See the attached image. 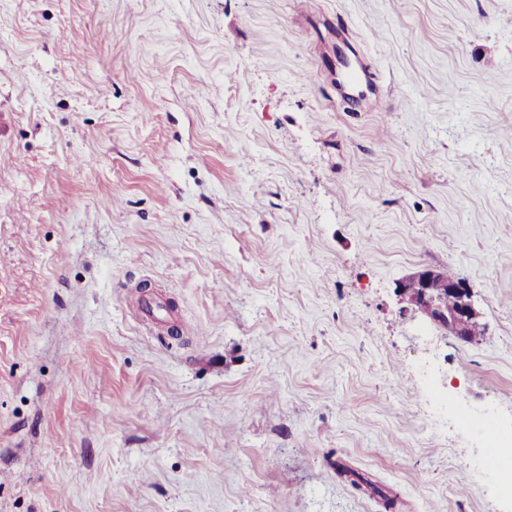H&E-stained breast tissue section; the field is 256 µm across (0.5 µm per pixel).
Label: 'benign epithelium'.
I'll return each mask as SVG.
<instances>
[{
  "mask_svg": "<svg viewBox=\"0 0 512 512\" xmlns=\"http://www.w3.org/2000/svg\"><path fill=\"white\" fill-rule=\"evenodd\" d=\"M397 294L430 323L463 342L470 343L483 333L472 288L463 279L450 281L442 270L422 268L398 283Z\"/></svg>",
  "mask_w": 512,
  "mask_h": 512,
  "instance_id": "7a95c632",
  "label": "benign epithelium"
}]
</instances>
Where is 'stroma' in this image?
Segmentation results:
<instances>
[{
	"label": "stroma",
	"mask_w": 512,
	"mask_h": 512,
	"mask_svg": "<svg viewBox=\"0 0 512 512\" xmlns=\"http://www.w3.org/2000/svg\"><path fill=\"white\" fill-rule=\"evenodd\" d=\"M429 382L512 425V0H0V512H512ZM396 291L402 302L463 342L470 343L483 333L481 313L464 279L449 281L442 270L422 268L402 279ZM448 296L453 298L452 308H448Z\"/></svg>",
	"instance_id": "stroma-1"
}]
</instances>
